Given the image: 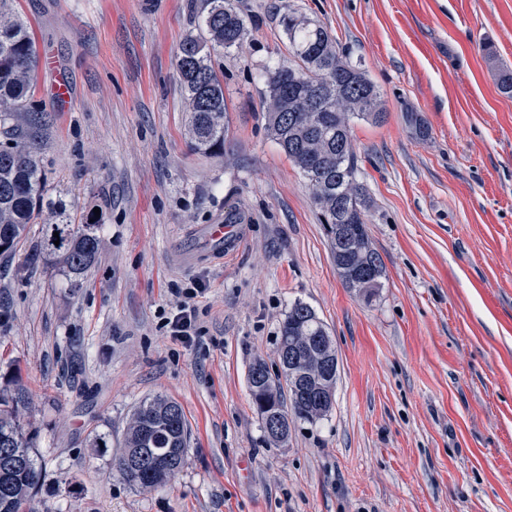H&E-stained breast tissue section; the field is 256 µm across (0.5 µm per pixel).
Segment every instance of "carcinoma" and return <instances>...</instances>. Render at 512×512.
<instances>
[{
	"label": "carcinoma",
	"mask_w": 512,
	"mask_h": 512,
	"mask_svg": "<svg viewBox=\"0 0 512 512\" xmlns=\"http://www.w3.org/2000/svg\"><path fill=\"white\" fill-rule=\"evenodd\" d=\"M292 62L265 69L267 130L308 179L331 241V253L345 287L368 288L367 298L382 287L383 261L371 247L365 225L370 197L358 182L350 120L381 122L380 93L359 63L340 49L328 28L294 11L279 17ZM201 33L186 37L177 50V68L188 103L191 144L195 151H224V85L212 55L238 46L248 34L245 17L234 0H206ZM39 52L14 0H0V245L9 253L25 238L39 213L51 210L44 224L41 251L76 285L96 261L98 222H73L61 204L45 199L46 178L37 147L16 137L17 110L28 105ZM58 237H53V234ZM59 244H54V241ZM369 256L374 268L364 281L353 271ZM279 343L291 336H326L327 329L305 303L292 305L282 322ZM253 404L304 421L312 414L292 393L283 397L265 384L249 387ZM22 395L0 394V512H27L42 471L26 434ZM188 428L181 405L154 397L137 407L125 446L116 461L131 487L150 488L178 475L186 464Z\"/></svg>",
	"instance_id": "carcinoma-1"
}]
</instances>
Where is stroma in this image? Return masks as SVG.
I'll return each instance as SVG.
<instances>
[{
    "mask_svg": "<svg viewBox=\"0 0 512 512\" xmlns=\"http://www.w3.org/2000/svg\"><path fill=\"white\" fill-rule=\"evenodd\" d=\"M238 5L249 35L213 59L226 141L209 156L189 147L176 64L205 0L14 2L48 60L31 92L43 120L18 134L52 200L100 214L79 287L33 261L39 225L0 255V390L26 396L34 512H512V97L495 76L512 67V0ZM289 11L330 28L387 113L351 123L385 267L369 302L343 284L308 182L267 131L263 72L288 58ZM227 222L232 248L205 235ZM196 280L201 334L186 345L163 319ZM298 301L325 324L338 378L328 415L290 419L279 443L248 372L277 371ZM154 396L183 408L187 463L133 488L112 461Z\"/></svg>",
    "mask_w": 512,
    "mask_h": 512,
    "instance_id": "35a3bbf8",
    "label": "stroma"
}]
</instances>
